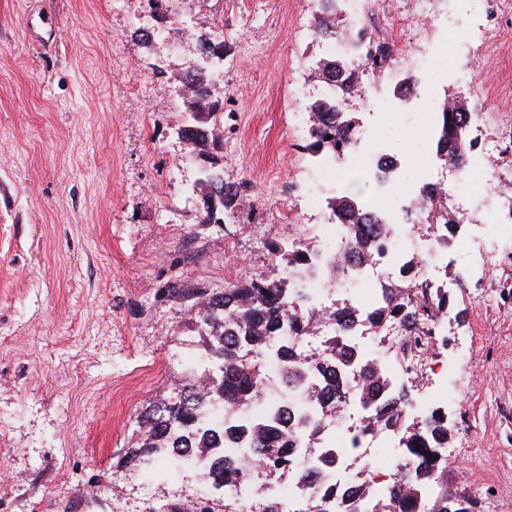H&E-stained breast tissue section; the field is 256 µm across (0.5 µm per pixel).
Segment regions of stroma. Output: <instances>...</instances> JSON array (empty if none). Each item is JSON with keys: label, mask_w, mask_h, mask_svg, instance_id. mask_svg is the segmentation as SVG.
Segmentation results:
<instances>
[{"label": "stroma", "mask_w": 512, "mask_h": 512, "mask_svg": "<svg viewBox=\"0 0 512 512\" xmlns=\"http://www.w3.org/2000/svg\"><path fill=\"white\" fill-rule=\"evenodd\" d=\"M313 0H0V512H156L222 492L181 466L118 469L137 420L175 399L206 354L192 308L231 284L276 280L270 243L322 212L305 190L312 156L294 128L320 52ZM203 37L224 40V180L249 207L201 223V162L176 130L173 85ZM473 65L489 122L512 103V27ZM410 121L380 138L416 158ZM472 273L481 298L451 296L437 365L460 364L439 410L448 488L473 512H512V238Z\"/></svg>", "instance_id": "stroma-1"}]
</instances>
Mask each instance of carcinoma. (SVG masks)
<instances>
[{
    "label": "carcinoma",
    "instance_id": "1",
    "mask_svg": "<svg viewBox=\"0 0 512 512\" xmlns=\"http://www.w3.org/2000/svg\"><path fill=\"white\" fill-rule=\"evenodd\" d=\"M329 67L344 71L340 87L348 91L352 87L350 61L343 59L338 65L329 59L323 61L322 76H327ZM212 79L210 64L204 62L190 67L180 80L188 88L187 93L180 95L188 118L178 135L184 143L193 145L196 158L223 148L215 130L217 123L224 120V105L211 99ZM310 112L315 119L309 124L306 150L318 153L352 143L357 126L336 100L318 99L310 105ZM467 128V113L460 109L445 111L437 147L439 154L451 163L462 160L457 154V140ZM200 183L207 188L218 184L224 189L218 203L226 212L234 210L243 199L238 186L224 183L223 171L213 161L201 165ZM329 206L333 213L351 219L354 241L361 248L359 256L368 258V241L363 237L362 227L370 225L381 231L384 225L363 216L352 195L335 197ZM429 221L462 232V226L449 215L444 204L432 211ZM270 249L288 269V275L273 281L253 279L233 284L223 293L207 297L197 307L194 315L209 348L212 374L201 382L194 368H186L187 383L180 390L183 399L143 416V442L139 449L128 452L130 461L140 462L159 455L175 465L191 453L208 455L211 463L202 477L210 486L224 488V512H242L230 491L249 475L246 459L262 460L270 476L275 472L298 474L309 488L310 500L326 506V512H339L345 495L358 502L364 512H472V502L465 493L448 490V468L440 452L448 442L447 419L434 410L428 411L425 443L416 426L406 425L399 415L384 408L379 400L383 393L407 407L412 406L413 398L405 386L394 384L385 374L380 353H360L340 331L326 339L324 353L318 360L300 358L298 342L316 321L307 299L295 293L291 276L307 266L308 247L300 244L290 251L274 244ZM408 292L407 288L384 289L378 314L402 316L413 333L439 323L448 309V294L424 288L419 304L410 307L404 301ZM268 357L277 361L282 397L264 414L254 408L263 400L269 385L268 366L264 365ZM354 362L363 366L359 382L351 386L336 382L338 374ZM303 383L308 384L306 399L313 406L314 415L309 422L313 433L323 429L322 419L338 415L341 401L349 395L374 411L370 423L401 432L400 445L409 456L410 468L402 479L393 480L389 492L365 482L338 487L308 466L305 457L283 451L291 417L288 391Z\"/></svg>",
    "mask_w": 512,
    "mask_h": 512
}]
</instances>
